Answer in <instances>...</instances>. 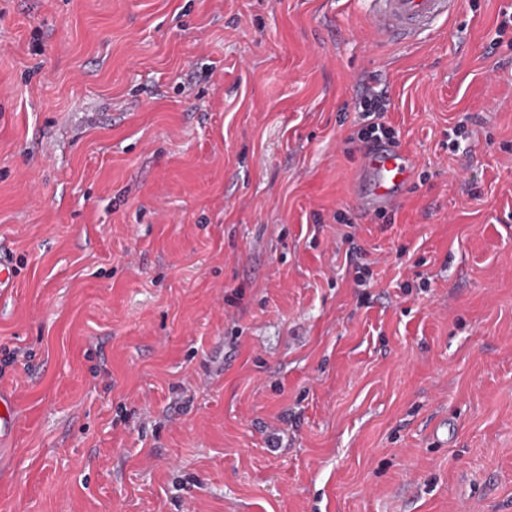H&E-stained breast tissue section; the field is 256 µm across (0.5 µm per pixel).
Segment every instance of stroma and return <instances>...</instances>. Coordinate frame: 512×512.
<instances>
[{
	"mask_svg": "<svg viewBox=\"0 0 512 512\" xmlns=\"http://www.w3.org/2000/svg\"><path fill=\"white\" fill-rule=\"evenodd\" d=\"M504 9L0 0V512H512ZM372 77L419 158L383 219ZM371 26L377 36L411 43L457 11L458 0H372ZM389 99L383 89L366 90L356 104L362 116V126L357 131L360 142L395 140V131L382 121L384 112H388ZM18 427V411L15 398L0 392V446H10Z\"/></svg>",
	"mask_w": 512,
	"mask_h": 512,
	"instance_id": "obj_1",
	"label": "stroma"
}]
</instances>
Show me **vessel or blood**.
<instances>
[{"mask_svg":"<svg viewBox=\"0 0 512 512\" xmlns=\"http://www.w3.org/2000/svg\"><path fill=\"white\" fill-rule=\"evenodd\" d=\"M371 26L377 36L410 43L449 18L459 0H372ZM418 163L413 154L388 142L364 146L360 172L352 193L370 216L391 212L404 198ZM18 427L16 401L0 396V446L13 443Z\"/></svg>","mask_w":512,"mask_h":512,"instance_id":"obj_1","label":"vessel or blood"}]
</instances>
